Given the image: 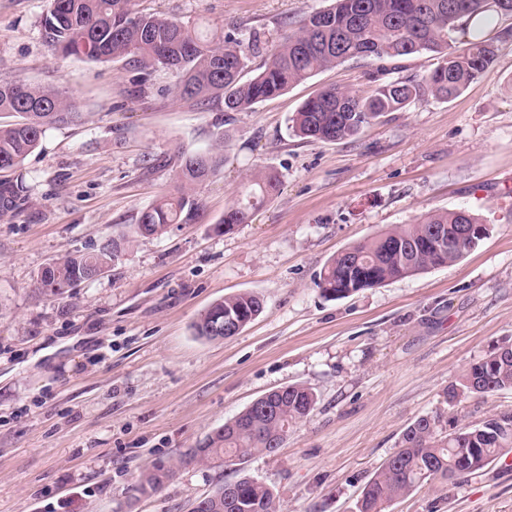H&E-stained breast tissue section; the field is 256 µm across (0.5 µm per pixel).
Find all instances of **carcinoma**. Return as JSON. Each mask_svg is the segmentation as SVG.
<instances>
[{
	"label": "carcinoma",
	"instance_id": "obj_1",
	"mask_svg": "<svg viewBox=\"0 0 512 512\" xmlns=\"http://www.w3.org/2000/svg\"><path fill=\"white\" fill-rule=\"evenodd\" d=\"M512 16V0H334L296 23L266 53L263 66L243 79L251 58L263 52L260 36L238 31L200 34L188 23L133 11L131 0H50L42 18L45 42L66 55L93 61H126L149 75L162 67L180 75L182 98L224 100V111L243 112L280 95L288 87L347 60L397 61L429 54L436 63L426 75L382 81L365 95L336 88L320 91L291 118L303 139L338 142L356 137L368 124L431 96L449 101L474 79L491 70L493 44L485 33L491 14ZM469 41L455 53L457 36ZM17 117L0 124V212H15L27 202L26 186L16 175L38 147L49 125L73 122L78 113L59 91L24 81L0 84V114ZM224 136L206 151L177 148L165 160L177 168L174 193L141 211L137 223L119 231L93 252L68 254L44 266L39 287L52 296L90 280L121 259L130 238L158 236L172 224L200 218L198 186L224 167ZM279 187L271 170L250 174L245 200L224 211L218 223L235 228ZM489 234L488 225L465 209L434 211L414 224H397L350 246L329 259L316 287L329 300L352 296L386 282L452 265ZM264 310L263 299L241 292L214 302L193 324L194 335L208 341L232 337ZM512 389V342L505 340L471 364L449 386L448 403ZM316 394L304 384L273 390L186 449L175 464L160 462L142 472L129 489V501L159 492L179 469L206 465H241L257 455H271L288 431L314 409ZM512 448V412L492 415L471 427L448 431L440 420L422 416L409 425L398 450L365 485L356 512H386L389 505L431 483L446 484L482 471ZM231 494L219 484L196 503L193 512H277L273 490L243 475Z\"/></svg>",
	"mask_w": 512,
	"mask_h": 512
}]
</instances>
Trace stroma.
<instances>
[{
	"mask_svg": "<svg viewBox=\"0 0 512 512\" xmlns=\"http://www.w3.org/2000/svg\"><path fill=\"white\" fill-rule=\"evenodd\" d=\"M329 0H134L133 8L205 31L260 32ZM50 0H0V83L67 92L81 122L46 127L21 166L23 210L0 217V512H193L240 474L272 488L278 512H354L375 471L417 418L443 427L512 411V389L457 405L445 393L512 336V17H493L492 70L457 97L387 114L351 140L311 142L290 120L323 87L371 90L379 64L345 62L247 112L180 99L167 69L63 56L44 40ZM223 140L226 163L198 192L203 215L136 237L99 279L61 297L37 274L93 251L173 192L155 156ZM278 191L248 223L218 226L250 172ZM466 209L488 236L457 263L322 297L315 282L339 251L434 210ZM253 292L263 312L208 341L192 325L214 301ZM314 410L281 448L243 468L191 466L129 502L135 478L173 462L259 397L293 384ZM388 512H512V457Z\"/></svg>",
	"mask_w": 512,
	"mask_h": 512,
	"instance_id": "obj_1",
	"label": "stroma"
}]
</instances>
